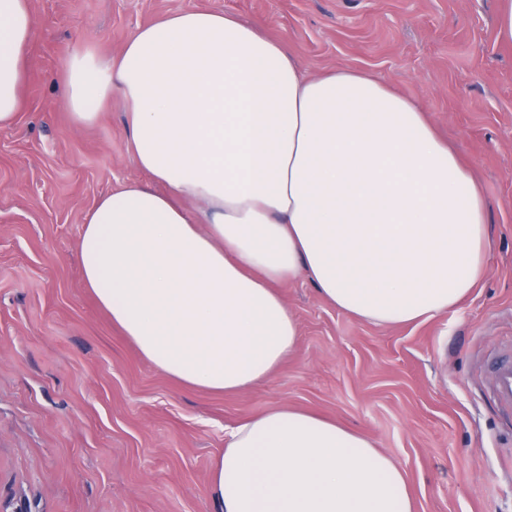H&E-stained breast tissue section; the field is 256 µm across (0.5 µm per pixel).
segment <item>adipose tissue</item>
Instances as JSON below:
<instances>
[{
    "mask_svg": "<svg viewBox=\"0 0 512 512\" xmlns=\"http://www.w3.org/2000/svg\"><path fill=\"white\" fill-rule=\"evenodd\" d=\"M34 26L31 0H0V127L25 106ZM59 80L80 124L120 96L149 177L86 214L84 284L186 388L247 390L295 352L284 284L398 326L455 310L480 283L488 216L471 167L370 74L307 76L260 26L190 9L119 56L74 52ZM210 487L214 512H415L405 471L372 441L285 406L228 432Z\"/></svg>",
    "mask_w": 512,
    "mask_h": 512,
    "instance_id": "adipose-tissue-1",
    "label": "adipose tissue"
}]
</instances>
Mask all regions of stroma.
<instances>
[{"label":"stroma","instance_id":"35a3bbf8","mask_svg":"<svg viewBox=\"0 0 512 512\" xmlns=\"http://www.w3.org/2000/svg\"><path fill=\"white\" fill-rule=\"evenodd\" d=\"M191 8L232 13L300 68L367 71L428 112L473 166L491 245L455 311L380 326L309 283L281 294L296 351L259 386L189 390L140 356L85 287L77 256L100 196L144 173L120 99L75 123L57 75L82 48L118 55ZM499 0H32L26 105L0 128V512H212L224 434L288 405L372 439L405 471L417 512H512V411L487 362L512 350V43Z\"/></svg>","mask_w":512,"mask_h":512}]
</instances>
